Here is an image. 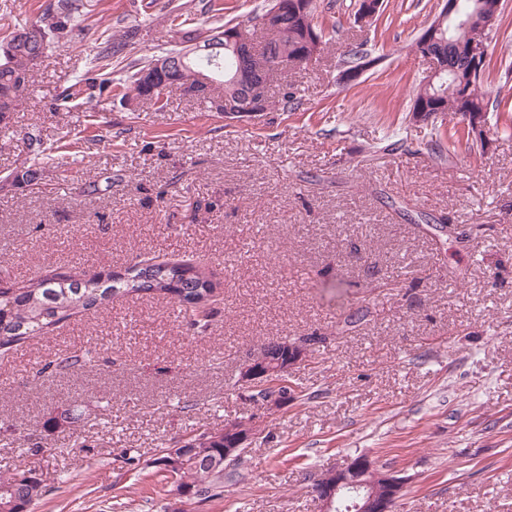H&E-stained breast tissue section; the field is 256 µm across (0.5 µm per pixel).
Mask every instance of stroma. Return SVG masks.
<instances>
[{
  "label": "stroma",
  "instance_id": "stroma-1",
  "mask_svg": "<svg viewBox=\"0 0 512 512\" xmlns=\"http://www.w3.org/2000/svg\"><path fill=\"white\" fill-rule=\"evenodd\" d=\"M270 2L223 0L215 14L202 0H96L0 127L1 279L159 257L203 263L221 285L203 332L174 299L144 294L0 354V473L37 470L32 512H320L321 474L363 455L403 478L395 512H512V132L490 121L484 155L463 142L440 153L430 124L406 120L427 68L412 44L438 0H383L376 30L355 24L356 0H318L336 33L284 73L292 112L241 121L175 90L161 111L53 106L105 38L135 35L112 59L120 78L184 31L253 30ZM504 8L488 83L512 96ZM360 45L379 61L343 82ZM31 133L55 150L17 189L6 177ZM400 139L408 150L385 151ZM93 182L105 191L88 193ZM446 223L480 231L459 243ZM359 309L365 320L343 329ZM312 335L292 401L270 412L237 386L262 347ZM90 342L93 367L41 376ZM69 407L80 425L50 426ZM250 420L259 431L225 465L223 498L183 496L155 464L196 431Z\"/></svg>",
  "mask_w": 512,
  "mask_h": 512
}]
</instances>
